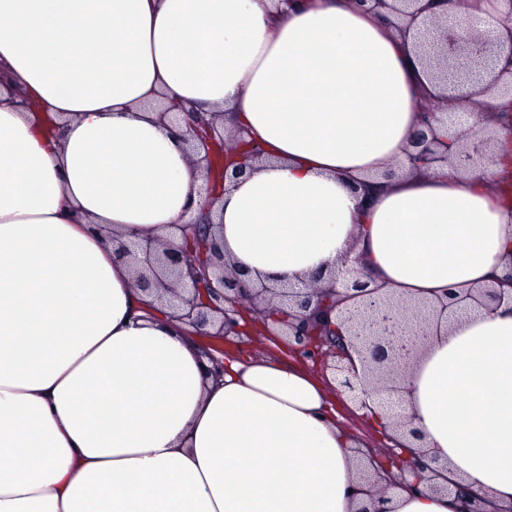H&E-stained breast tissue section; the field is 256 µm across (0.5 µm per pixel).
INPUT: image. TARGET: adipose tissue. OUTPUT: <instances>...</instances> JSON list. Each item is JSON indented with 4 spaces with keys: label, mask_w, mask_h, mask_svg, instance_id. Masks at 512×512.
<instances>
[{
    "label": "adipose tissue",
    "mask_w": 512,
    "mask_h": 512,
    "mask_svg": "<svg viewBox=\"0 0 512 512\" xmlns=\"http://www.w3.org/2000/svg\"><path fill=\"white\" fill-rule=\"evenodd\" d=\"M504 0H450L459 18ZM354 0H0V512H358L351 436L298 358H227L149 305L109 232L197 223L252 283L365 270L433 299L512 277V133L493 163L413 166L441 90L413 33ZM220 112L264 156L216 189L184 124ZM450 493L402 469L392 512H512V305L433 337L405 377Z\"/></svg>",
    "instance_id": "1"
}]
</instances>
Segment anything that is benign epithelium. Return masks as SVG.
<instances>
[{"instance_id":"1","label":"benign epithelium","mask_w":512,"mask_h":512,"mask_svg":"<svg viewBox=\"0 0 512 512\" xmlns=\"http://www.w3.org/2000/svg\"><path fill=\"white\" fill-rule=\"evenodd\" d=\"M372 11L387 9L398 16L404 32L426 24L420 20L424 8L420 0H355ZM444 27L440 35L425 39L427 65L437 76L449 81L450 89L462 80L477 82L495 72L512 74V49L502 55L493 49L490 38L472 39L468 33L491 22L474 16L463 23L440 16ZM479 99L472 98L466 107L448 113L450 129L463 141L460 160L468 165H484L494 161L491 139L478 134L476 127L482 117L475 109ZM187 123V145L190 151L199 147L205 152V179L209 188L224 182L230 166L233 175L243 173L248 163L260 158V149L242 135L232 138V148L224 147V136L217 126L218 112L206 132L199 130L198 113ZM419 165L448 161V143L434 129L419 131L412 140ZM183 243L178 247H161L145 239L135 248L121 236L112 235L111 242L119 257L131 256L140 271L136 286L162 301L174 302L178 318L187 322L197 336H229L239 331L238 317L244 309L265 313L282 327L284 343L299 350L300 355L321 371H334L339 386L361 400L375 398L382 407L394 410L395 427L408 430L415 440L422 439L415 429H408L413 414L402 406L405 372L429 337L447 325L454 316L476 310L493 302L512 303V293L503 288H476L463 295L450 293L432 301L397 299L381 293L379 286H370L366 274L358 271L345 283L343 297L336 289L313 281L298 288L290 283L246 284L236 271L228 267L224 250L215 237H207L188 225ZM344 326L354 353L340 345L326 351L327 341L336 338L338 326ZM372 391H367V387ZM360 482L367 487L369 498L380 504L373 510L363 506L359 512H389L382 504L389 502L394 483L385 478L381 463L370 458L359 467Z\"/></svg>"}]
</instances>
